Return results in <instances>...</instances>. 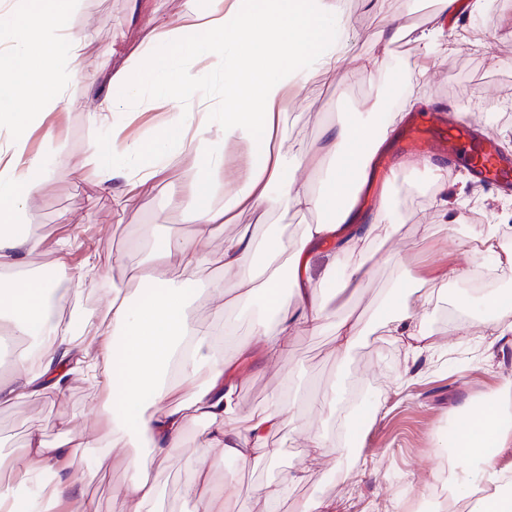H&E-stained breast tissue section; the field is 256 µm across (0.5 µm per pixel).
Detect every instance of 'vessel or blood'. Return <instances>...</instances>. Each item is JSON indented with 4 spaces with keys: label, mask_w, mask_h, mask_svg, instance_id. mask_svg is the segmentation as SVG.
<instances>
[{
    "label": "vessel or blood",
    "mask_w": 512,
    "mask_h": 512,
    "mask_svg": "<svg viewBox=\"0 0 512 512\" xmlns=\"http://www.w3.org/2000/svg\"><path fill=\"white\" fill-rule=\"evenodd\" d=\"M401 151L416 165L434 157L448 169L465 167L477 181L512 191V155L500 151L495 138L483 134L477 122L461 119L447 124L441 113L427 114L407 124Z\"/></svg>",
    "instance_id": "b4317fda"
}]
</instances>
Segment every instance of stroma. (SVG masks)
Here are the masks:
<instances>
[{"mask_svg":"<svg viewBox=\"0 0 512 512\" xmlns=\"http://www.w3.org/2000/svg\"><path fill=\"white\" fill-rule=\"evenodd\" d=\"M181 0H79L69 17L70 27L81 42L82 74L69 80L58 117L49 118L29 133L28 149L44 154L48 168L46 180L30 198L27 222L43 239L42 248L29 254L28 270L56 268L65 259L68 272L85 266L87 253H94L97 276L80 299L62 295L60 313L73 305L87 310H103L113 289L136 293L139 284L131 269L137 266L148 245L142 227L156 225L164 234L192 236L193 225L184 222L172 205L173 196L191 185L192 160L174 157L161 177L145 195L126 210L115 209L112 193L99 182L94 150L109 134L108 126L92 124L89 115L98 111L96 86L108 84L115 71L138 74L144 58L156 55L162 45L154 32H177ZM433 11L431 0H387L385 13L369 9L366 0H355L349 9L353 38L350 53H374L380 46L386 18L408 27L427 26ZM480 39L495 43L493 54L475 48ZM447 50L421 54L412 44L393 48L386 73L374 79L360 78L342 85L332 78H319L305 87L298 98L288 102L282 127L288 140L309 147L320 134V123L327 118L343 119L371 108L394 109L402 102L405 89L402 76L428 71L420 86L426 111L471 114L484 106L486 98L496 102V124L487 131L502 149L512 152V0H487L478 13L462 12L446 30ZM248 150L245 143L229 142L226 166L215 174L203 200L223 206L236 186L237 172ZM466 169L448 178V209L439 211L430 200L414 202V195L427 185L429 176L418 167L404 170L396 182L395 211L399 223L393 247L416 242L408 253L406 268L410 276L426 277L439 268L451 275L445 287L435 292L424 307L427 330L438 352L408 358L400 342L386 336L381 327V308L396 280L393 267L377 252L371 272L360 288L347 291L330 302L336 315L352 310L362 315L368 333L344 362L336 360V344L330 331L316 335L299 333L288 344V356L263 368L251 369L239 387L241 414H260L273 407L274 398L285 399L298 420L299 431L282 429L271 441L282 449L277 465L258 460L242 469L235 463L213 459L214 483L228 480L243 488V512H266L257 487L278 477L280 471L297 470L310 454V433L325 430L338 444L325 458L324 468L307 473L289 485L276 512H295L302 500L323 499L335 512H384L393 500L418 498L422 483L446 461L440 448L458 406L481 398L512 378V335L489 343L484 328L470 324L465 335L452 336L448 327L469 322L468 310L457 298L469 282L473 262L460 246L473 228V215L487 224L512 225V201L507 196L475 186L469 199L458 197ZM318 217L309 212L273 214L265 221L242 214L237 223L220 226L208 250H218L225 236L248 231L264 239L270 230L288 238H300L305 225ZM222 284L228 296L238 295L232 280L215 265L200 269L192 278L182 279L183 287L196 291L191 309L193 318L210 323L212 299L208 285ZM343 377L347 398L353 406L356 428L346 436L343 412L317 414L313 403L328 388L331 380ZM100 400L83 375L72 374L64 400L40 395L14 405L0 406V453L22 451L29 433L40 431L48 439H61L57 426L60 414L73 418L80 430L95 428V412ZM202 437L201 427L191 428L182 452L166 466L160 502L161 512H193L191 501L183 498V485L197 467L193 453ZM99 461L101 478L92 485L100 512H123L113 490L126 483L128 472L116 462Z\"/></svg>","mask_w":512,"mask_h":512,"instance_id":"1","label":"stroma"}]
</instances>
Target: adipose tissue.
Listing matches in <instances>:
<instances>
[{
    "label": "adipose tissue",
    "instance_id": "obj_1",
    "mask_svg": "<svg viewBox=\"0 0 512 512\" xmlns=\"http://www.w3.org/2000/svg\"><path fill=\"white\" fill-rule=\"evenodd\" d=\"M75 0H0V125L12 124V142L0 145V327L12 335L33 336L37 345L17 353L13 373L0 379V404L27 399L47 391L64 399L67 381L80 366L103 391L98 410L100 429L84 437L50 441L30 435L23 451L0 457V469L10 475L0 483V512H98L90 493L97 469L83 460L86 449L98 457H117L131 474L120 488L124 512H156L163 464L178 454L187 428L204 423L198 445L199 466L183 495L195 512H237L242 499L233 481L213 484L207 470L212 455L249 467L258 457L276 463L278 449L271 433L295 426L284 406L258 417H237L240 376L236 367L288 353L294 332L331 330L336 355L346 358L364 333L360 317L333 319L326 289L358 288L369 272L365 246L386 241L397 222L388 190L372 223L363 224L355 210L382 136L375 126L391 133L396 113L380 119L375 112H359L346 122L324 124L313 147L283 150L282 111L289 96L317 77L348 81L371 77L388 66L389 52L373 56L348 55L346 0H184L178 13L184 36L167 42L150 58L139 82L155 86L151 107L166 112L167 121L152 143L113 141L111 161L99 171L102 185L111 187L118 207H127L144 188L157 180L172 153L193 160L194 186L174 199L194 237L162 235L143 226L151 240L138 269L142 289L137 296L113 291L104 311L73 310L69 317L50 318L46 303L52 284L17 273L28 254L42 245L26 222V203L47 176L39 156L25 153L29 124L42 123L60 104L66 83L79 75L80 43L68 25ZM430 27L403 31L388 22L383 44L399 34L424 52L443 44V21L456 14L460 0H434ZM204 57L224 85V106L215 108L205 97L184 106L186 91L197 82L196 72L182 68L183 58ZM137 82L126 73L114 74L103 97L105 111L93 121L111 120L120 128L132 111ZM248 143L251 152L241 184L224 207L201 202L199 191L224 164L227 142ZM136 160L137 174L126 162ZM308 210L319 214L306 225L299 241L272 235L255 243L247 233L225 238L215 253L205 245L215 226L234 223L238 213L259 217L275 212ZM332 257L322 281L310 271L313 251ZM217 265L232 278L241 295L227 297L221 285L212 292L214 319L233 335L231 310L262 291L263 314L247 339L234 342L233 356L218 349L212 331L189 316L191 292L168 276L171 268L195 272ZM401 288L407 280H399ZM290 289L295 308L281 300ZM399 292L384 306L388 335L414 340L413 356H421L426 338L421 303ZM460 302L494 337L512 334V323L495 312L501 297L493 289L462 295ZM461 453L446 468L434 472L432 484L447 485L456 512H472L470 497L479 493L485 512H512V467L503 468L489 456L492 448L512 446V380H505L457 411Z\"/></svg>",
    "mask_w": 512,
    "mask_h": 512
}]
</instances>
